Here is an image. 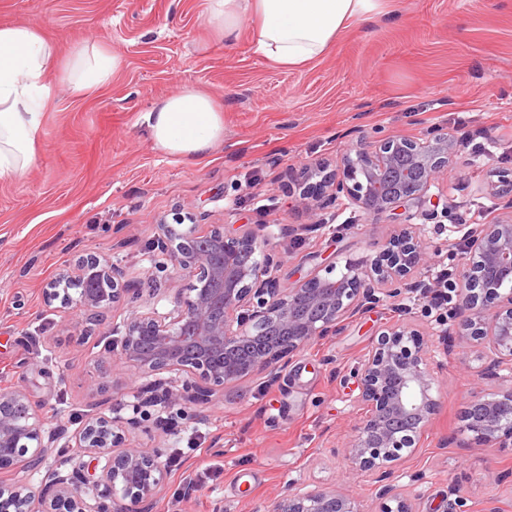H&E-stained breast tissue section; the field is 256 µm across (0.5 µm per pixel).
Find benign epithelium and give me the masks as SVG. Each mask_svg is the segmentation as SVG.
Instances as JSON below:
<instances>
[{
  "label": "benign epithelium",
  "instance_id": "1",
  "mask_svg": "<svg viewBox=\"0 0 512 512\" xmlns=\"http://www.w3.org/2000/svg\"><path fill=\"white\" fill-rule=\"evenodd\" d=\"M460 145L447 130L434 127L421 137L390 136L360 141L323 181L330 190L322 206L352 207L369 217L389 219L403 209L412 219L431 201L429 191ZM157 249L175 275L196 280L192 295L171 314L133 311L124 324L120 356L142 375H175L168 402L178 418L197 420L194 407L208 402L217 388L253 375L280 377L293 356L312 343L335 336L346 319L364 314L386 298L401 302L414 294L434 307L442 298L451 336L466 352L484 349L482 379L497 389L469 401L463 428L479 446L512 447V216L491 224H460V263L439 284L420 276L428 243L402 229L364 265L351 264L339 278L310 274L289 288L268 278L279 257L267 251L266 236L252 226L227 234L193 224L178 233L158 225ZM264 254L263 260L256 254ZM120 272L95 257L82 261L69 289L51 287L50 299L73 300L97 317L120 302L128 288ZM424 336L407 323L390 326L361 358L356 371L363 415L351 428L345 456L352 469L373 476L382 500L380 512H413L405 495L390 482L387 465L415 447L440 402ZM508 374L503 375L501 371ZM153 400L132 405L122 422L98 413L85 420L74 444L56 448L44 421L20 386L0 391V471L27 464L45 470L35 491L24 482H0V512H149L166 486L162 448L126 444L125 426L151 419ZM96 461L91 466L83 461ZM270 512H358L340 491L314 487L273 502Z\"/></svg>",
  "mask_w": 512,
  "mask_h": 512
}]
</instances>
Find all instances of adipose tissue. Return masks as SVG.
<instances>
[{"instance_id":"adipose-tissue-1","label":"adipose tissue","mask_w":512,"mask_h":512,"mask_svg":"<svg viewBox=\"0 0 512 512\" xmlns=\"http://www.w3.org/2000/svg\"><path fill=\"white\" fill-rule=\"evenodd\" d=\"M393 0H205V18L227 43L249 33L268 64L296 70L322 56L348 28L387 14ZM57 47L29 24L0 27V181L20 177L37 157L50 105V74L74 92L103 84L117 67L108 49L84 45L59 61ZM166 154L196 158L224 134L213 98L186 86L141 117Z\"/></svg>"}]
</instances>
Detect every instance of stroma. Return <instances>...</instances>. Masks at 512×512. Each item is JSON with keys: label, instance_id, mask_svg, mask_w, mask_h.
Listing matches in <instances>:
<instances>
[{"label": "stroma", "instance_id": "35a3bbf8", "mask_svg": "<svg viewBox=\"0 0 512 512\" xmlns=\"http://www.w3.org/2000/svg\"><path fill=\"white\" fill-rule=\"evenodd\" d=\"M203 13L204 0H0V25H34L60 57L94 43L119 58L107 83L80 95L51 79L38 156L0 183V388H25L47 432L70 438L98 412L128 416V404L157 387L119 352L131 311L170 312L194 284L159 267V221L263 225L283 259L282 288L312 273L339 277L372 259L398 225L352 208L311 210L289 181L318 163L334 167L360 136L412 138L430 126L462 139L482 131L487 153L462 152L431 188V208L447 218L411 221L441 248L429 274L455 270L459 255L447 245L456 225L502 217L512 198V0H396L395 13L345 30L288 72L261 59L249 36L217 39ZM187 85L224 109L223 139L191 159L157 149L140 121ZM90 256L128 287L96 318L45 293ZM396 319L385 304L349 318L294 356L278 383L253 376L217 391L192 427L170 430L168 408L156 406L128 442L185 450L186 462L152 512H268L289 490L315 486L379 512L374 483L343 449L361 414L353 370ZM76 322L83 335L73 334ZM434 360L440 409L418 448L393 463L394 484L413 512H448L460 498L471 512H512V447L475 445L462 430L466 402L488 390L484 358L438 349ZM192 436L199 451L187 448ZM211 465L217 474L181 497L184 478Z\"/></svg>", "mask_w": 512, "mask_h": 512}]
</instances>
